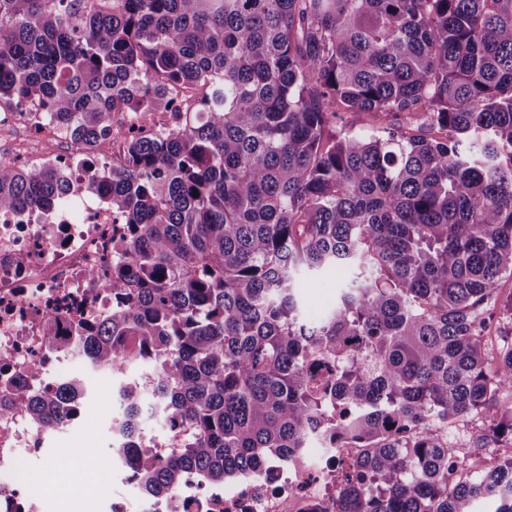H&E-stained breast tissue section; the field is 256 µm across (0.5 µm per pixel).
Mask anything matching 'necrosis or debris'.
Returning a JSON list of instances; mask_svg holds the SVG:
<instances>
[{
	"mask_svg": "<svg viewBox=\"0 0 512 512\" xmlns=\"http://www.w3.org/2000/svg\"><path fill=\"white\" fill-rule=\"evenodd\" d=\"M1 121L34 129L38 138L37 146L0 155L1 165L14 164L19 155L31 163L61 161L57 148L65 132L37 108L6 114ZM118 230L99 187L90 185L80 168L71 172L65 199L50 212L0 213V401L11 399L20 386L39 391L59 385L49 374L58 357L45 339L47 313H57L64 336L75 326L111 316V293L89 274L111 268ZM45 441L23 412L0 414V512H42L41 496L30 491L35 478L27 463ZM359 455L349 445L326 448L321 455H306L303 465L277 461L216 488L191 475L165 498L145 493L132 461L116 458L110 477L128 488L130 499L113 500L110 512H309L311 506L335 502Z\"/></svg>",
	"mask_w": 512,
	"mask_h": 512,
	"instance_id": "obj_1",
	"label": "necrosis or debris"
}]
</instances>
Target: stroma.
<instances>
[{"label": "stroma", "mask_w": 512, "mask_h": 512, "mask_svg": "<svg viewBox=\"0 0 512 512\" xmlns=\"http://www.w3.org/2000/svg\"><path fill=\"white\" fill-rule=\"evenodd\" d=\"M302 293L308 318L318 319L336 301V274L329 272L303 279ZM66 368L68 376L82 379L86 388L84 408L75 421L80 432L76 435L68 431L59 434L53 447L42 449L38 456L30 459L29 464L38 470L44 485L66 484L70 482L71 475L69 470L60 467L58 451L62 448L81 449L84 457L96 463L97 471L91 474L90 484L84 492L65 495L61 506L64 512H102L106 500L122 497L124 493L120 485L102 478L112 462V420L122 415L116 399L118 381L110 372L89 369L79 359L68 360Z\"/></svg>", "instance_id": "35a3bbf8"}]
</instances>
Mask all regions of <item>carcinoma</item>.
<instances>
[{"label": "carcinoma", "mask_w": 512, "mask_h": 512, "mask_svg": "<svg viewBox=\"0 0 512 512\" xmlns=\"http://www.w3.org/2000/svg\"><path fill=\"white\" fill-rule=\"evenodd\" d=\"M25 105L122 224L112 277L91 274L112 317L73 335L94 369L150 367L112 442L148 493L322 438L362 449L332 512H512V344L492 340L512 319V0H0V109ZM160 111L179 124L153 129ZM68 185L0 166V212ZM328 271L336 304L310 321L299 281ZM83 394L14 404L52 431ZM156 410L187 430L170 456L138 450ZM474 418L504 452L442 436Z\"/></svg>", "instance_id": "obj_1"}]
</instances>
